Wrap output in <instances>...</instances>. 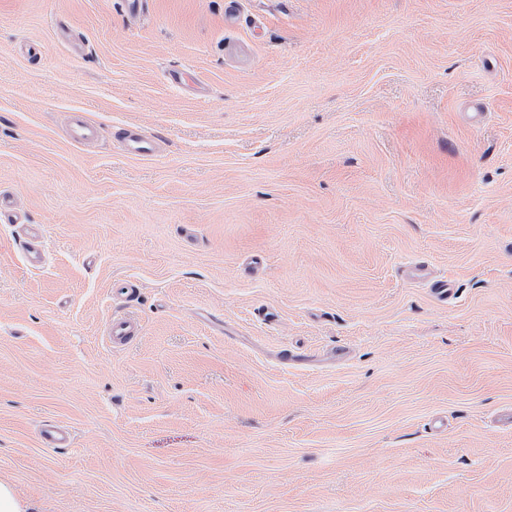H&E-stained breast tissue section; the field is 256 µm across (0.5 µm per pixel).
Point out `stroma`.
Wrapping results in <instances>:
<instances>
[{
    "mask_svg": "<svg viewBox=\"0 0 512 512\" xmlns=\"http://www.w3.org/2000/svg\"><path fill=\"white\" fill-rule=\"evenodd\" d=\"M0 198L38 512H512V0H0ZM155 151L154 139L136 130H131L126 138V152L135 158L153 156ZM141 332L140 322L130 314H113L108 326V338L115 347L129 344ZM37 435L40 444L45 448H65L71 442L68 429L54 423L44 424Z\"/></svg>",
    "mask_w": 512,
    "mask_h": 512,
    "instance_id": "obj_1",
    "label": "stroma"
}]
</instances>
